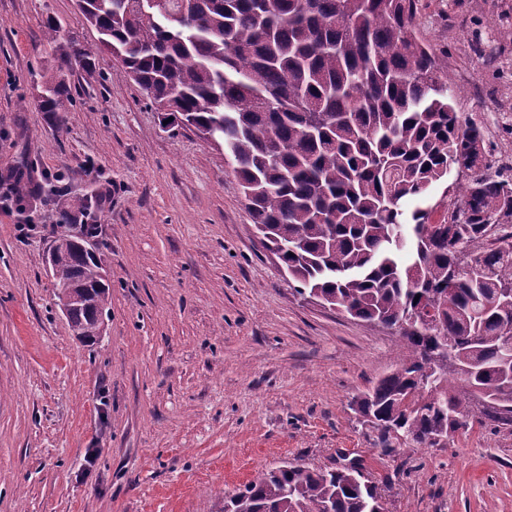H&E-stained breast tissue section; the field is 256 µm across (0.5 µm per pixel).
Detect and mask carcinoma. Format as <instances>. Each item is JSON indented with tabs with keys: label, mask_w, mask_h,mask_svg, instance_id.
<instances>
[{
	"label": "carcinoma",
	"mask_w": 512,
	"mask_h": 512,
	"mask_svg": "<svg viewBox=\"0 0 512 512\" xmlns=\"http://www.w3.org/2000/svg\"><path fill=\"white\" fill-rule=\"evenodd\" d=\"M99 48L154 107L224 146L253 224L309 295L401 329L403 356L350 401L385 453L435 448L487 418L512 426V170L487 174L495 145L462 120L448 52L420 37L419 0H77ZM50 18L60 68L90 56ZM499 79L512 52L491 48ZM69 97L61 76L40 109ZM456 179L443 213L427 193ZM52 247L58 300L81 282L92 306L74 335L99 341L110 296L101 262ZM389 512L354 463L261 470L221 512Z\"/></svg>",
	"instance_id": "obj_1"
}]
</instances>
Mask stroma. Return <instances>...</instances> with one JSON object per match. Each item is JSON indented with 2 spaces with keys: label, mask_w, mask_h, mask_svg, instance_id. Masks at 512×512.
Masks as SVG:
<instances>
[{
  "label": "stroma",
  "mask_w": 512,
  "mask_h": 512,
  "mask_svg": "<svg viewBox=\"0 0 512 512\" xmlns=\"http://www.w3.org/2000/svg\"><path fill=\"white\" fill-rule=\"evenodd\" d=\"M512 0H422L421 36L468 77L457 110L501 144L500 89L472 47ZM92 53L59 111L37 105L59 55L47 18ZM76 0H0V173L39 194L0 212V512H220L258 471L358 462L389 512H512V428L486 420L443 448L385 455L351 398L400 338L296 295L259 242L224 151L164 124L97 52ZM110 283L100 343L73 335L45 257L73 196ZM30 228L19 231V218Z\"/></svg>",
  "instance_id": "obj_1"
}]
</instances>
